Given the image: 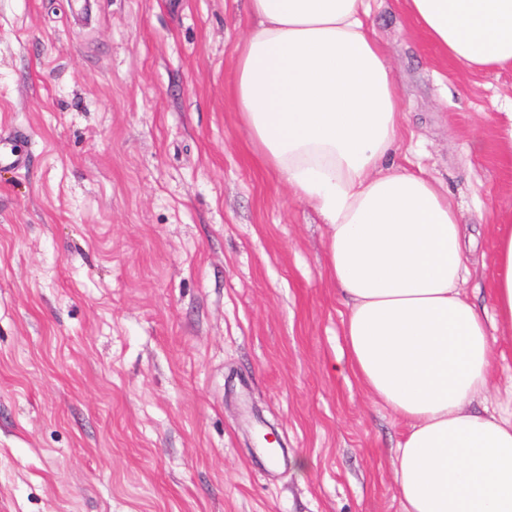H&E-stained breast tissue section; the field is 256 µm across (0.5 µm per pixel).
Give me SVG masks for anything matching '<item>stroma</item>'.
Here are the masks:
<instances>
[{"label":"stroma","mask_w":512,"mask_h":512,"mask_svg":"<svg viewBox=\"0 0 512 512\" xmlns=\"http://www.w3.org/2000/svg\"><path fill=\"white\" fill-rule=\"evenodd\" d=\"M403 115L389 164L479 233L492 312L512 72L445 63L369 0ZM0 0V512H403L406 432L347 367L328 227L263 168L226 83L247 0ZM473 403L512 399V335ZM284 457L269 468L263 435Z\"/></svg>","instance_id":"1"}]
</instances>
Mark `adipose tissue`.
Returning <instances> with one entry per match:
<instances>
[{
    "mask_svg": "<svg viewBox=\"0 0 512 512\" xmlns=\"http://www.w3.org/2000/svg\"><path fill=\"white\" fill-rule=\"evenodd\" d=\"M228 88L262 163L329 227L326 269L346 296L347 366L407 425L404 512H512V416L471 410L497 352L462 288L463 228L447 196L389 167L401 114L367 0H248ZM441 57L512 70V0H403ZM489 289L512 331V221L496 226Z\"/></svg>",
    "mask_w": 512,
    "mask_h": 512,
    "instance_id": "obj_1",
    "label": "adipose tissue"
}]
</instances>
